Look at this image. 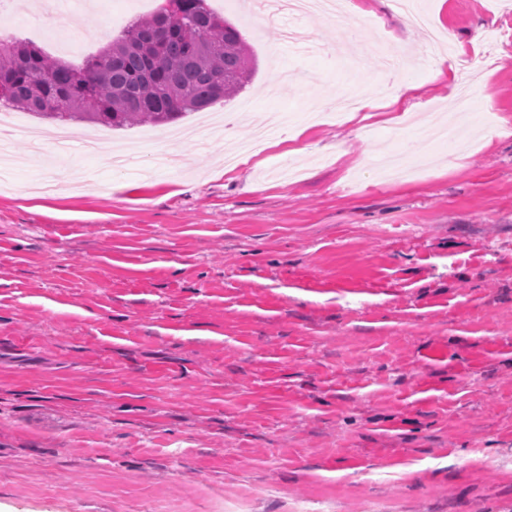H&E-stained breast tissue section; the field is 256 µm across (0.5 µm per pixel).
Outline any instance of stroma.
<instances>
[{
	"mask_svg": "<svg viewBox=\"0 0 512 512\" xmlns=\"http://www.w3.org/2000/svg\"><path fill=\"white\" fill-rule=\"evenodd\" d=\"M346 0L349 34L209 0L257 60L242 101L298 113L349 84L372 108L270 131L238 120L176 143L108 130L135 160L78 148L72 171L15 139L0 172V512H512V0ZM15 0L8 35L71 65ZM493 92L451 106L437 42ZM422 84L403 97V81ZM462 131L416 172L412 132Z\"/></svg>",
	"mask_w": 512,
	"mask_h": 512,
	"instance_id": "stroma-1",
	"label": "stroma"
}]
</instances>
